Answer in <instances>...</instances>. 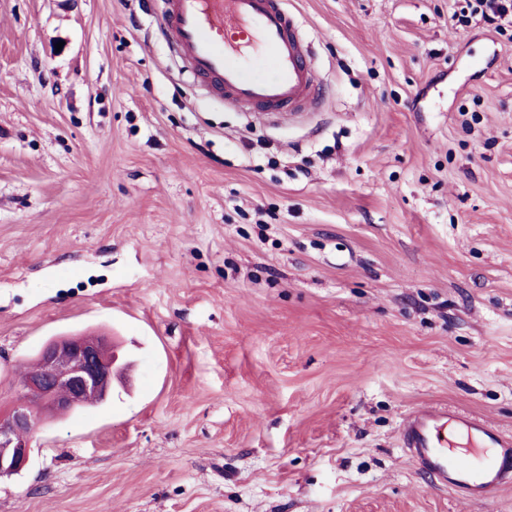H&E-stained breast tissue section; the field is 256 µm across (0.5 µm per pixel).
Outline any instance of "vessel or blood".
<instances>
[{
  "label": "vessel or blood",
  "instance_id": "1",
  "mask_svg": "<svg viewBox=\"0 0 512 512\" xmlns=\"http://www.w3.org/2000/svg\"><path fill=\"white\" fill-rule=\"evenodd\" d=\"M161 29L189 71L225 101L270 113L317 104L312 46L280 0H163ZM400 437L432 484L463 499L482 501L512 485V434L463 409H415Z\"/></svg>",
  "mask_w": 512,
  "mask_h": 512
}]
</instances>
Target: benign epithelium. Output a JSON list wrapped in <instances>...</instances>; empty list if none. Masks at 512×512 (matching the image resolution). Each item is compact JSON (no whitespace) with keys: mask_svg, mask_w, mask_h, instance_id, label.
<instances>
[{"mask_svg":"<svg viewBox=\"0 0 512 512\" xmlns=\"http://www.w3.org/2000/svg\"><path fill=\"white\" fill-rule=\"evenodd\" d=\"M37 360L17 398L0 410L1 477L17 474L27 465L41 412L52 409L63 416L90 405L91 397L104 402L118 374L112 340L104 335L57 336L42 347Z\"/></svg>","mask_w":512,"mask_h":512,"instance_id":"7a95c632","label":"benign epithelium"}]
</instances>
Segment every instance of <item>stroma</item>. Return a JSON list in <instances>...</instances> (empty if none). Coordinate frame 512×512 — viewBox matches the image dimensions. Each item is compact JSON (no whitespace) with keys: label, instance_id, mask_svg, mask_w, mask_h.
<instances>
[{"label":"stroma","instance_id":"35a3bbf8","mask_svg":"<svg viewBox=\"0 0 512 512\" xmlns=\"http://www.w3.org/2000/svg\"><path fill=\"white\" fill-rule=\"evenodd\" d=\"M319 111L186 70L158 0H0V402L103 332L104 404L41 416L0 512H512L400 441L512 433V31L454 0H284Z\"/></svg>","mask_w":512,"mask_h":512}]
</instances>
